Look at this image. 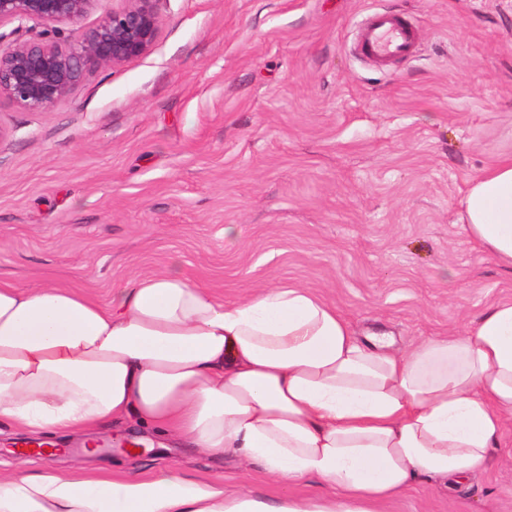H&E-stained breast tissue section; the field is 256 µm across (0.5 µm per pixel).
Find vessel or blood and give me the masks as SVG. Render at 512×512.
Instances as JSON below:
<instances>
[{"label": "vessel or blood", "instance_id": "obj_1", "mask_svg": "<svg viewBox=\"0 0 512 512\" xmlns=\"http://www.w3.org/2000/svg\"><path fill=\"white\" fill-rule=\"evenodd\" d=\"M417 41V30L404 19L376 12L362 24L358 50L367 60L387 61L413 55Z\"/></svg>", "mask_w": 512, "mask_h": 512}]
</instances>
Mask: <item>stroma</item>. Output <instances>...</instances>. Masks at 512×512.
<instances>
[{
    "mask_svg": "<svg viewBox=\"0 0 512 512\" xmlns=\"http://www.w3.org/2000/svg\"><path fill=\"white\" fill-rule=\"evenodd\" d=\"M152 50L86 75L60 105L0 102V278L101 299L171 259L225 301L268 286L322 296L359 336L461 332L512 299V272L469 241L458 201L512 156V0H157ZM408 18L415 55L377 66L358 24ZM236 228L225 236L226 225ZM153 447L136 448L142 438ZM33 469L171 466L273 499L228 455L168 448L129 419ZM388 512H512V466L455 494L422 481Z\"/></svg>",
    "mask_w": 512,
    "mask_h": 512,
    "instance_id": "obj_1",
    "label": "stroma"
}]
</instances>
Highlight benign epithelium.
<instances>
[{
  "label": "benign epithelium",
  "instance_id": "obj_1",
  "mask_svg": "<svg viewBox=\"0 0 512 512\" xmlns=\"http://www.w3.org/2000/svg\"><path fill=\"white\" fill-rule=\"evenodd\" d=\"M97 0H0V27L18 23L0 49V100L29 112L51 109L95 70L146 55L160 19L155 0H119L94 27L77 28Z\"/></svg>",
  "mask_w": 512,
  "mask_h": 512
}]
</instances>
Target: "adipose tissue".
<instances>
[{
  "mask_svg": "<svg viewBox=\"0 0 512 512\" xmlns=\"http://www.w3.org/2000/svg\"><path fill=\"white\" fill-rule=\"evenodd\" d=\"M459 221L512 269V156L471 180ZM130 417L198 455L327 491L270 500L177 467L86 478L21 460L0 472V512H386L423 478L453 494L492 449L512 463V300L463 333L400 348L359 338L309 289L227 303L175 262L106 303L55 281L0 280V421L66 438Z\"/></svg>",
  "mask_w": 512,
  "mask_h": 512,
  "instance_id": "ef3b65f1",
  "label": "adipose tissue"
}]
</instances>
